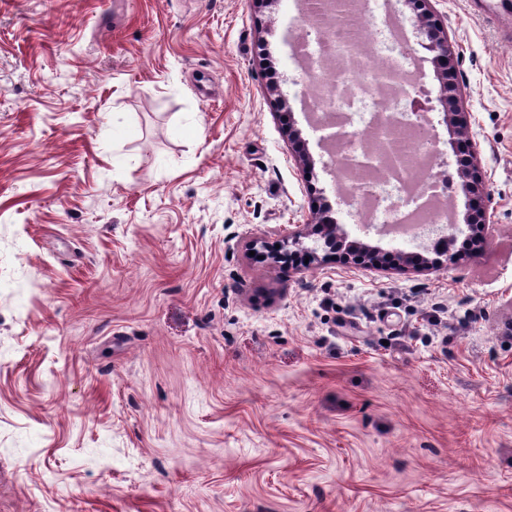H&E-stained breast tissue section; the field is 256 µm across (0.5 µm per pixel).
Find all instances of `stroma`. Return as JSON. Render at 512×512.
Returning <instances> with one entry per match:
<instances>
[{"instance_id": "obj_1", "label": "stroma", "mask_w": 512, "mask_h": 512, "mask_svg": "<svg viewBox=\"0 0 512 512\" xmlns=\"http://www.w3.org/2000/svg\"><path fill=\"white\" fill-rule=\"evenodd\" d=\"M479 4L427 7L482 250L287 271L248 242L368 236L296 0H0V512H512V45ZM428 0L398 1L414 5L415 32L422 38L418 45L429 54L438 81V103L443 109L442 122L448 134V143L456 157L458 177L462 191L476 198L482 197L483 179L479 171V148L470 130V116L459 107L454 77V51L448 41V32L435 16L426 9Z\"/></svg>"}]
</instances>
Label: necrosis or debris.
Masks as SVG:
<instances>
[{"label": "necrosis or debris", "instance_id": "1", "mask_svg": "<svg viewBox=\"0 0 512 512\" xmlns=\"http://www.w3.org/2000/svg\"><path fill=\"white\" fill-rule=\"evenodd\" d=\"M298 3L305 17L298 48L311 62L307 76L312 90L305 100L306 110L330 113L353 133L351 139L336 146L337 155L346 159L337 170L340 183L355 200L364 202L369 222L413 240L430 237L445 220L422 192L425 176L434 172L435 165L423 158L427 134L419 128L418 117L410 106L407 78L413 62L405 49V23L397 22L393 14L377 13V0H359L356 7L337 19L327 14L325 0ZM346 41L356 45L374 43L384 65L394 73L385 108L399 118L392 129V140L403 162L375 174L365 172L358 159L380 142L377 126L382 107L371 90L358 84L361 58L338 54V45Z\"/></svg>", "mask_w": 512, "mask_h": 512}]
</instances>
